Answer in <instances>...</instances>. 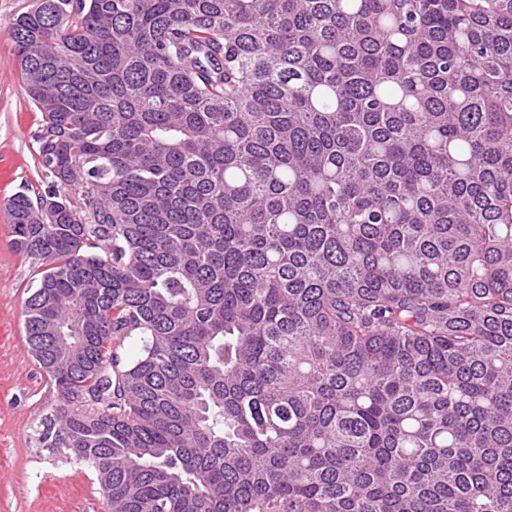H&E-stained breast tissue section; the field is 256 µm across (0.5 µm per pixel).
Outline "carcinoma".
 I'll return each instance as SVG.
<instances>
[{"label":"carcinoma","instance_id":"carcinoma-1","mask_svg":"<svg viewBox=\"0 0 512 512\" xmlns=\"http://www.w3.org/2000/svg\"><path fill=\"white\" fill-rule=\"evenodd\" d=\"M12 41L38 439L108 512H512V0H35Z\"/></svg>","mask_w":512,"mask_h":512}]
</instances>
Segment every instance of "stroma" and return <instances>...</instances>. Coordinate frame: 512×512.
I'll return each instance as SVG.
<instances>
[{
	"label": "stroma",
	"mask_w": 512,
	"mask_h": 512,
	"mask_svg": "<svg viewBox=\"0 0 512 512\" xmlns=\"http://www.w3.org/2000/svg\"><path fill=\"white\" fill-rule=\"evenodd\" d=\"M34 0H0V512H107L93 469L38 440L41 419L61 402L26 343L27 287L35 272L15 250L4 202L36 196L49 176L35 135L41 114L31 103L13 53L10 29Z\"/></svg>",
	"instance_id": "stroma-1"
}]
</instances>
